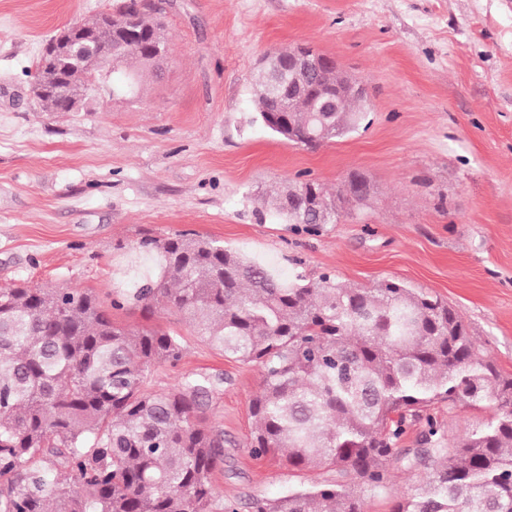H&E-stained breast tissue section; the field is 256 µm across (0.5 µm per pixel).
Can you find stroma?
Wrapping results in <instances>:
<instances>
[{
  "label": "stroma",
  "mask_w": 512,
  "mask_h": 512,
  "mask_svg": "<svg viewBox=\"0 0 512 512\" xmlns=\"http://www.w3.org/2000/svg\"><path fill=\"white\" fill-rule=\"evenodd\" d=\"M126 2L0 0V286L90 290L110 308L157 270L142 237L191 232L284 279H395L440 297L512 373V0H154L167 53L137 92L43 111L30 94L43 44ZM297 45L367 88L357 127L315 148L267 129L253 91L262 57ZM353 173L369 196L318 231L263 208L283 180L334 191ZM112 318L182 335L181 362L152 368L151 389L223 375L198 417L224 435L218 499L251 512L253 500L326 479L252 455L257 366L225 358L160 305ZM388 471L364 512H391L417 483L401 462Z\"/></svg>",
  "instance_id": "obj_1"
}]
</instances>
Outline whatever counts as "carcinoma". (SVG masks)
Returning <instances> with one entry per match:
<instances>
[{
  "label": "carcinoma",
  "instance_id": "carcinoma-1",
  "mask_svg": "<svg viewBox=\"0 0 512 512\" xmlns=\"http://www.w3.org/2000/svg\"><path fill=\"white\" fill-rule=\"evenodd\" d=\"M120 14L147 38L162 32L137 0ZM97 40L127 76L144 62L147 49H130L117 28ZM65 76L67 90H89L85 72ZM344 80L336 63H324L308 96L334 93ZM256 101L268 129L314 147L356 128L361 98L325 114V129L301 106L288 102L280 114L267 97ZM264 203L307 231L340 217L333 194L311 179L281 183ZM138 250L161 257L158 273L112 308L162 302L209 346L258 366L252 454L284 452L298 470L332 474L256 500L252 512H363V493L385 486L393 459L419 475L393 512H512V374L447 302L395 280L371 288L329 274L284 281L194 233L143 238ZM183 353L176 334L113 322L89 290L1 286L0 512H228L210 480L224 436L195 422L221 378L146 388L151 366H175ZM442 402L491 415L448 439L430 413ZM422 420L420 447H400Z\"/></svg>",
  "mask_w": 512,
  "mask_h": 512
}]
</instances>
